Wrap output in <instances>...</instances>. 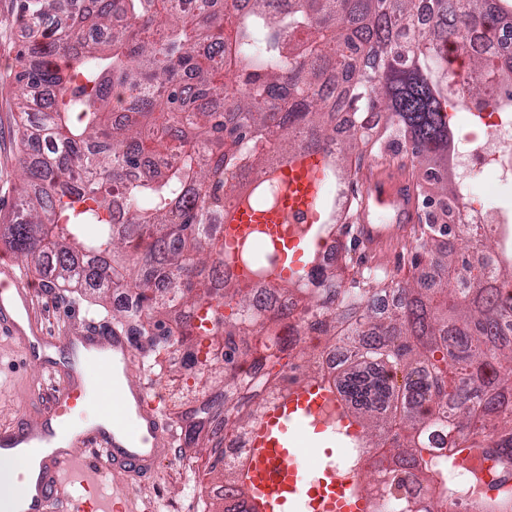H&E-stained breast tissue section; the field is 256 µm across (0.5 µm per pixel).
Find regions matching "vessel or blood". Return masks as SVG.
<instances>
[{
    "label": "vessel or blood",
    "mask_w": 512,
    "mask_h": 512,
    "mask_svg": "<svg viewBox=\"0 0 512 512\" xmlns=\"http://www.w3.org/2000/svg\"><path fill=\"white\" fill-rule=\"evenodd\" d=\"M321 165L318 154L288 159L280 171L285 204L263 212L240 207L226 220L225 240L240 242L262 230L279 248L296 246L283 228L289 212L313 210L319 192L314 172ZM365 186L367 200L393 207L400 217L396 224L357 227L366 258H380L410 241L416 214L404 183L378 171ZM33 300L16 265L0 264V334L18 338L30 356L56 344L70 351L80 344L100 355L102 364L112 367V426L66 434L68 421L84 400L81 380L73 378L51 390L32 383L31 393L42 401L39 418L23 416L0 427V457L25 454L37 462L16 512H116V501L98 495L99 470L109 466L127 484L141 483L155 472L159 455L173 446L175 434L148 405L145 384L133 376L137 362L127 330L88 322L64 336H51L38 325ZM335 406V395L301 387L286 391L267 408L246 448L247 486L255 512H289L300 502L312 512H355L349 504L350 486L337 477L335 467H324L317 479H308L301 462L304 448L290 432L291 427L311 425Z\"/></svg>",
    "instance_id": "obj_1"
}]
</instances>
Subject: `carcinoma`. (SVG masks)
Masks as SVG:
<instances>
[{"label":"carcinoma","mask_w":512,"mask_h":512,"mask_svg":"<svg viewBox=\"0 0 512 512\" xmlns=\"http://www.w3.org/2000/svg\"><path fill=\"white\" fill-rule=\"evenodd\" d=\"M51 26L62 0H20L19 16L34 33L21 59L20 206L0 238L26 265L60 286L92 288L107 300L123 288L138 313L104 307L117 328L140 324L149 337L151 370L174 345L206 359L194 389L171 379L173 410L184 442L211 443V471L237 498L224 512H252L246 460L224 459V437L249 429L287 387L318 382L337 394L342 415L360 427L361 447L382 449L371 463L352 459L343 473L370 512H430L411 500L416 479L441 505L468 499L475 512H512V257L485 271L469 249L492 248V235L454 241L462 227L439 224L429 208L457 193L433 178L448 167V110L512 112V54L492 51L512 12L502 0H246L228 20L220 0H92ZM386 112L393 141L421 172L415 200L426 208L411 263L433 287L399 289L385 312L372 310L387 271L368 267L343 284L344 267L319 256L297 276L270 279L274 262L243 259L264 285L303 301L310 327L351 359L323 372L318 358L306 374L294 369L299 342L282 335L286 317L258 305L234 276L218 279L227 208L246 195L259 211L274 206V166L298 153H318L337 110L354 114L319 183L350 180L347 153H378L367 116ZM132 206L114 230L116 199ZM360 220L329 207L322 232ZM221 301L228 314L213 311ZM256 369L252 377L241 366ZM448 425V457L425 441ZM477 456L495 479L476 476L463 487L448 470Z\"/></svg>","instance_id":"obj_1"}]
</instances>
